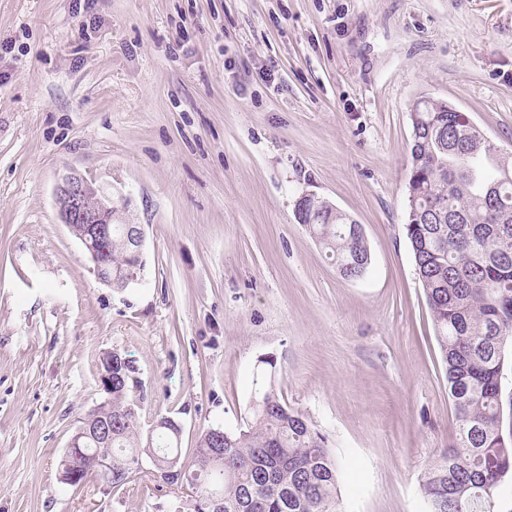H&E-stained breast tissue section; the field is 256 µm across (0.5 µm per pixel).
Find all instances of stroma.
<instances>
[{
	"label": "stroma",
	"instance_id": "1",
	"mask_svg": "<svg viewBox=\"0 0 512 512\" xmlns=\"http://www.w3.org/2000/svg\"><path fill=\"white\" fill-rule=\"evenodd\" d=\"M424 97L512 156V0H0V512H193L140 477L60 481L110 351L181 462L246 428L270 361L344 467L340 512H423L458 427L404 232ZM71 171L145 231L127 288L59 220ZM310 193L362 225L363 278L299 224Z\"/></svg>",
	"mask_w": 512,
	"mask_h": 512
}]
</instances>
